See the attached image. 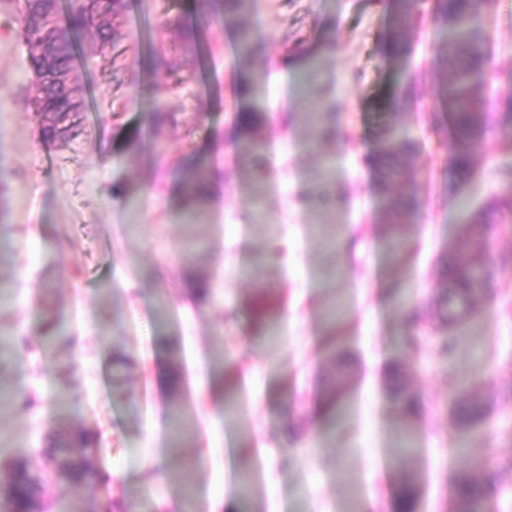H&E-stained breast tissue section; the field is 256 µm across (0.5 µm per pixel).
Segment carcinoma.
Masks as SVG:
<instances>
[{
	"label": "carcinoma",
	"mask_w": 512,
	"mask_h": 512,
	"mask_svg": "<svg viewBox=\"0 0 512 512\" xmlns=\"http://www.w3.org/2000/svg\"><path fill=\"white\" fill-rule=\"evenodd\" d=\"M235 9L250 4V0H195L197 15L208 18L224 9V3ZM396 29L392 32L393 51L403 54L402 34L416 26L422 12L417 10L418 0H395ZM494 0H431L427 14L434 24V34L441 40L440 64L447 74L438 90L439 105L433 111L430 122L438 126L442 113L450 114L452 160L457 170H471L472 156L476 148L487 139L504 134V118L493 112L478 111L484 91V76L490 67L492 53L487 48L488 32L485 18L491 13ZM127 7V0H23L18 4L19 31L26 42L36 50L33 63L40 68V76L31 84L35 112L39 117L45 142L58 139L72 141L82 131L83 105L69 96L58 93V81L74 73V57L77 45L86 35H91L104 45L113 44L117 32L112 18ZM420 150L418 140L408 135L391 134L380 148L381 160L392 165L401 157ZM207 193L204 181L188 184L185 193L187 220L199 219L196 206L205 202ZM479 283L474 268L459 264L448 272V295L437 309L438 318L448 323L450 335L442 341L444 352H451L455 337L451 332L472 320L475 297ZM43 342L66 344L70 337L63 334L53 317L44 323ZM392 400L406 427H411L417 414V401L407 386L405 376L398 365H392L390 373ZM484 411L483 403L475 397H460L453 403V413L460 426L467 428L479 422ZM96 445V439L84 431L75 432L66 440H54L46 446L43 457L51 465L61 462L65 470L59 479L67 482H84L89 478L85 459L72 455V449L87 452ZM405 486L395 507L399 512H414L415 488L413 478H405ZM0 483L4 485L6 498L0 502V512H28L41 486L9 467L0 471ZM450 495L458 512H488L487 488L473 471L460 472L450 482Z\"/></svg>",
	"instance_id": "cac0c4a2"
}]
</instances>
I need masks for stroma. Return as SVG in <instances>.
<instances>
[{
	"instance_id": "1",
	"label": "stroma",
	"mask_w": 512,
	"mask_h": 512,
	"mask_svg": "<svg viewBox=\"0 0 512 512\" xmlns=\"http://www.w3.org/2000/svg\"><path fill=\"white\" fill-rule=\"evenodd\" d=\"M13 12L0 0V384L33 405L0 402V461L37 462L47 437L71 425L98 437L95 481L49 484L46 512H392L408 471L419 476L415 512H454L453 474L497 473L512 456V218L489 230L475 216L512 200V150L486 141L472 174L455 172L427 113L445 77L431 31L405 32L396 57L390 0H252L229 24L198 18L194 0H128L115 46L88 36L75 59L84 133L48 144ZM492 15L497 89L512 72V0H496ZM244 30L258 40L246 57L234 50ZM421 64L422 101L403 102V70ZM172 73L182 86L156 93ZM324 88L335 102L321 109L329 137L309 114ZM158 106L177 120L157 131ZM487 107L512 113V92L497 89ZM395 130L421 149L389 174L375 156ZM254 137L265 145L260 173L240 150ZM198 177L217 183L202 222L188 224L183 187ZM383 180L388 196L417 199L400 255ZM194 237L202 249L188 247ZM477 247L495 277L447 354L434 304L449 258ZM200 277L213 300L198 305ZM410 307L416 346L405 341ZM52 315L71 345H36ZM20 334L33 345L14 343ZM394 360L422 403L413 456L399 451ZM476 387L484 420L458 432L451 400ZM338 389L342 410L317 421ZM286 414L290 444L279 436Z\"/></svg>"
}]
</instances>
